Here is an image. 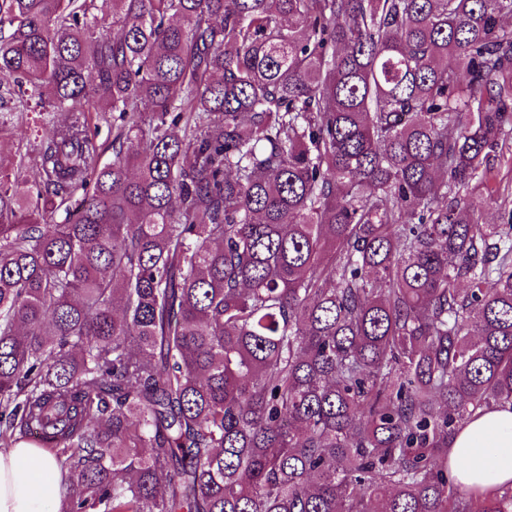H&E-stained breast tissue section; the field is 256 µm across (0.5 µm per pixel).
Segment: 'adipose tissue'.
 <instances>
[{
    "mask_svg": "<svg viewBox=\"0 0 512 512\" xmlns=\"http://www.w3.org/2000/svg\"><path fill=\"white\" fill-rule=\"evenodd\" d=\"M448 466L463 487L512 482V406L476 414L457 432ZM63 492L62 471L40 448L0 449V512H55Z\"/></svg>",
    "mask_w": 512,
    "mask_h": 512,
    "instance_id": "1",
    "label": "adipose tissue"
}]
</instances>
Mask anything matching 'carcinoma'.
<instances>
[{"instance_id": "cac0c4a2", "label": "carcinoma", "mask_w": 512, "mask_h": 512, "mask_svg": "<svg viewBox=\"0 0 512 512\" xmlns=\"http://www.w3.org/2000/svg\"><path fill=\"white\" fill-rule=\"evenodd\" d=\"M506 15L0 0V448L60 512H512L448 471L512 402ZM493 186L496 187L499 194V199L497 203H491L487 206L481 213L479 217V222L485 224H498L500 222V204L503 201L502 193H504V197L507 195V187L509 186V196L506 198L507 206L510 205L512 207V165H508L505 161L501 162V164L497 163L494 166V180ZM505 189V191H504ZM502 196V199H500Z\"/></svg>"}]
</instances>
